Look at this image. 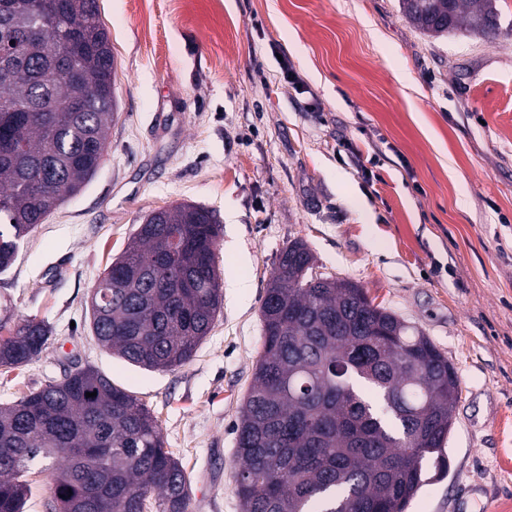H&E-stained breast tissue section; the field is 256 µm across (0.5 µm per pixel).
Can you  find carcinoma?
Returning <instances> with one entry per match:
<instances>
[{
  "label": "carcinoma",
  "instance_id": "obj_1",
  "mask_svg": "<svg viewBox=\"0 0 512 512\" xmlns=\"http://www.w3.org/2000/svg\"><path fill=\"white\" fill-rule=\"evenodd\" d=\"M27 2L0 0V272L95 174L118 112L98 0H54L37 37L25 32ZM399 4L430 37L501 31L498 0ZM65 57L90 98L84 112L71 111ZM221 232L214 212L195 203L151 212L96 287L109 295L90 309L101 346L145 370L190 360L221 309ZM313 266L308 246L293 241L265 289L263 350L237 425L241 512H406L448 472L457 373L429 337ZM5 329L6 370L37 356L49 333L29 319L0 320ZM38 463L52 471L53 512H187L190 485L156 419L90 366L0 405V512H23Z\"/></svg>",
  "mask_w": 512,
  "mask_h": 512
}]
</instances>
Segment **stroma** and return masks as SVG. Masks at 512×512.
Masks as SVG:
<instances>
[{"label":"stroma","mask_w":512,"mask_h":512,"mask_svg":"<svg viewBox=\"0 0 512 512\" xmlns=\"http://www.w3.org/2000/svg\"><path fill=\"white\" fill-rule=\"evenodd\" d=\"M118 118L96 174L20 243L0 317L49 327L0 404L92 365L157 419L187 512H241L236 425L280 251L357 283L453 364L448 474L407 512H512V0L503 34L424 36L399 0H98ZM223 231V305L196 355L147 371L90 328L89 297L153 211Z\"/></svg>","instance_id":"1"}]
</instances>
